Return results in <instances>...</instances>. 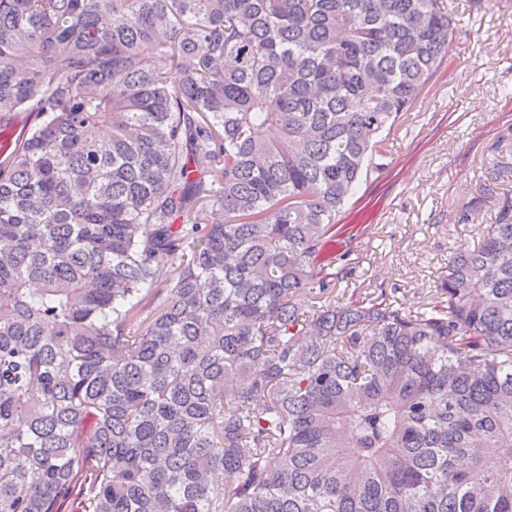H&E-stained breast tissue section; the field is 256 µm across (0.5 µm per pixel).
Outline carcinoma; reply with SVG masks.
Instances as JSON below:
<instances>
[{"label":"carcinoma","mask_w":512,"mask_h":512,"mask_svg":"<svg viewBox=\"0 0 512 512\" xmlns=\"http://www.w3.org/2000/svg\"><path fill=\"white\" fill-rule=\"evenodd\" d=\"M456 7L0 0V512H512V196L336 301Z\"/></svg>","instance_id":"carcinoma-1"}]
</instances>
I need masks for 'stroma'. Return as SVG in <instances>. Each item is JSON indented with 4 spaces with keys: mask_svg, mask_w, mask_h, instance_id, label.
Wrapping results in <instances>:
<instances>
[{
    "mask_svg": "<svg viewBox=\"0 0 512 512\" xmlns=\"http://www.w3.org/2000/svg\"><path fill=\"white\" fill-rule=\"evenodd\" d=\"M456 2L463 32L448 44L447 68L387 135L386 169L338 218L359 230L337 301L383 288L416 309L449 254L476 246L498 198L512 195V0L487 10Z\"/></svg>",
    "mask_w": 512,
    "mask_h": 512,
    "instance_id": "stroma-1",
    "label": "stroma"
}]
</instances>
